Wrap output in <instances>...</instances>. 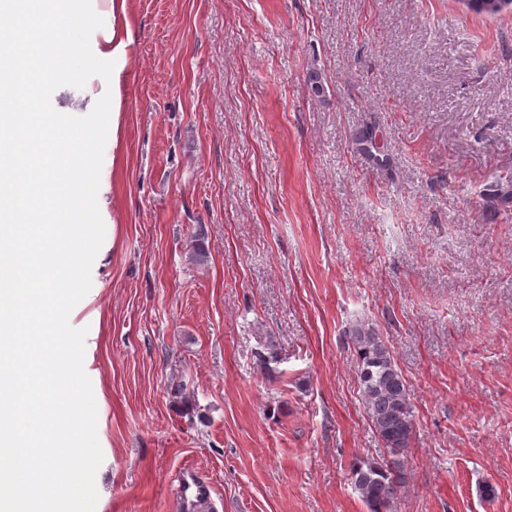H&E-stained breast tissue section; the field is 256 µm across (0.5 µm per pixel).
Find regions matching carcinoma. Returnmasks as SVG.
I'll list each match as a JSON object with an SVG mask.
<instances>
[{"instance_id":"obj_1","label":"carcinoma","mask_w":512,"mask_h":512,"mask_svg":"<svg viewBox=\"0 0 512 512\" xmlns=\"http://www.w3.org/2000/svg\"><path fill=\"white\" fill-rule=\"evenodd\" d=\"M357 351V372L363 400L376 433L389 451L387 460H362L351 479L368 512H393L404 479L405 452L415 432L410 389L380 332L369 323L350 330Z\"/></svg>"}]
</instances>
